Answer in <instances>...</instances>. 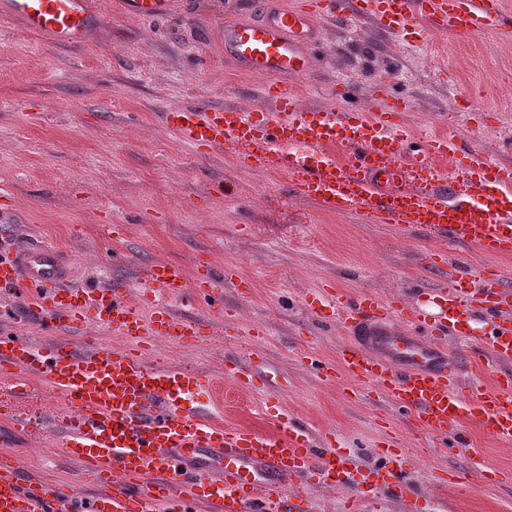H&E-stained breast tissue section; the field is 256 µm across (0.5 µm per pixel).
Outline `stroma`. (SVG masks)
Masks as SVG:
<instances>
[{
	"instance_id": "obj_1",
	"label": "stroma",
	"mask_w": 512,
	"mask_h": 512,
	"mask_svg": "<svg viewBox=\"0 0 512 512\" xmlns=\"http://www.w3.org/2000/svg\"><path fill=\"white\" fill-rule=\"evenodd\" d=\"M105 24L90 46L64 48L0 19V225L18 242L42 241L76 260L78 280L138 281L157 261L195 274L209 262L216 277L232 273L222 308L201 310L223 330L188 344L158 340L171 364L192 363L205 385L198 399L222 408L225 424L267 427L263 385L224 379L232 355L276 376L280 404L313 436L331 430L349 440L362 463L393 439L405 448L422 512H512V445L471 427L463 448L440 452L434 439L374 391L344 378L328 382L311 358L332 363L347 334L304 303L331 285L430 307V290L446 287L451 264L465 259L512 285V256L459 249L431 235L373 224L360 213H329L300 195L288 176L255 170L228 153H197L161 122L186 104L271 107L262 77L224 59V21L246 15L250 0H190L154 22L132 19L118 0H97ZM326 58L309 76L290 79L305 108L333 111L337 90L380 111L403 94L408 129H458L468 151L496 156L512 140V38L455 37L414 26L406 39L385 36L371 15L353 26L324 25ZM223 192H216V184ZM111 224L128 233L115 240ZM444 264L429 268L431 254ZM251 288L241 291L238 281ZM267 336L254 342L252 324ZM0 438L30 473L52 484L89 486L77 463L50 437L34 438L0 421ZM495 482L470 492L474 462ZM459 472L461 484L448 483Z\"/></svg>"
}]
</instances>
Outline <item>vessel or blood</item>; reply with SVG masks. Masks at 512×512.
Segmentation results:
<instances>
[{"label":"vessel or blood","mask_w":512,"mask_h":512,"mask_svg":"<svg viewBox=\"0 0 512 512\" xmlns=\"http://www.w3.org/2000/svg\"><path fill=\"white\" fill-rule=\"evenodd\" d=\"M122 12L144 21L172 13L176 0H119ZM382 30L405 36L412 22L432 31L476 37L512 36L504 0H356ZM341 0L307 6L269 5L259 17L224 25V57L242 72L268 78L273 109L183 105L162 122L191 148L227 150L251 167L287 172L304 197L334 213L358 211L369 222L432 234L492 256L512 254V165L469 154L459 161L453 130L412 135L401 123L406 99L379 113L350 104L340 111H306L287 81L321 63L318 20L339 16ZM0 16L61 47L80 48L103 23L95 0H0ZM24 286L27 306L39 317L43 341L21 331L0 333V417L20 428L43 423L100 487L54 485L0 461V512H307L310 480L342 487L353 496L339 512H358L357 500L376 490L420 512L422 492L406 475L404 449L382 442L376 464L360 465L335 434L314 438L284 413L269 429L228 426L216 406L193 399L197 370L152 356L150 341H193L203 322L192 308L215 303L223 283L210 272L187 279L175 263L150 265L140 282L95 286L75 282L70 254L51 245L0 247V286ZM438 314L401 298L317 290L308 309L325 321L347 324L352 342L337 350L345 376L372 387L418 429L449 443L466 444L470 426L512 442V374L491 384L460 387L467 368L449 340L482 347L497 362L512 361V287L500 276L453 269L448 288L433 297ZM403 329H395L393 321ZM484 332L474 335L475 322ZM124 336L121 348L63 332L88 325ZM59 401L48 421L31 404L33 380ZM213 460L217 472L195 467Z\"/></svg>","instance_id":"b4317fda"}]
</instances>
